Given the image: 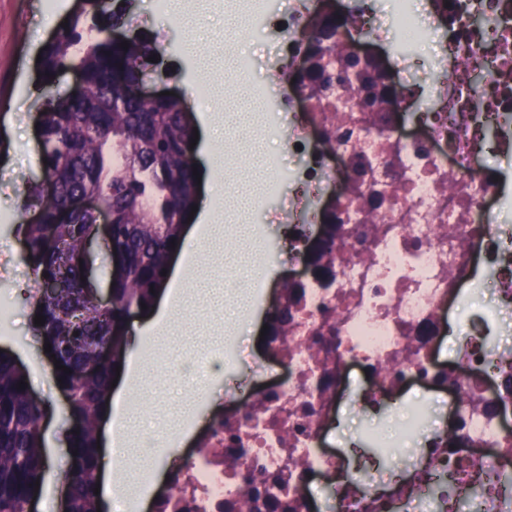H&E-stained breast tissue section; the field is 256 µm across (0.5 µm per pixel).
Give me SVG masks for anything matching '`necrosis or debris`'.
I'll list each match as a JSON object with an SVG mask.
<instances>
[{"label":"necrosis or debris","mask_w":512,"mask_h":512,"mask_svg":"<svg viewBox=\"0 0 512 512\" xmlns=\"http://www.w3.org/2000/svg\"><path fill=\"white\" fill-rule=\"evenodd\" d=\"M252 30L282 24L303 62L307 20L332 0H233ZM357 47L392 36L382 62L395 94L374 112L362 85L284 97L262 127L295 114L262 196L299 184L304 206L336 203L329 274L303 278L287 334L267 336L264 381L212 418L154 512H512V0H343ZM331 148H322L323 139ZM360 448L332 447L347 409ZM403 412L400 432L381 425ZM415 446L398 467L397 449Z\"/></svg>","instance_id":"obj_1"}]
</instances>
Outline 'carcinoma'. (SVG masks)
Masks as SVG:
<instances>
[{
  "mask_svg": "<svg viewBox=\"0 0 512 512\" xmlns=\"http://www.w3.org/2000/svg\"><path fill=\"white\" fill-rule=\"evenodd\" d=\"M109 8L107 0H88L101 19L103 36L80 45L85 17L76 18L42 52L41 152L39 165L56 188L44 199L42 185L26 181L22 209H38L41 223H23L24 243L34 287L27 290L33 314L45 323L34 335L61 349L69 368L53 369L56 387L69 393L65 416L72 423L71 446L62 477L70 490L71 512H97L99 423L108 411L112 377L124 366L126 336H117L130 309L151 308L152 291L165 286L169 257L181 250L183 228L198 202L194 130L179 96L129 99L127 85L146 76L164 79L165 49L139 36H114L126 25L130 7ZM307 51L323 46L329 61L306 71L312 90L329 87L332 62L351 69L347 49L335 42L336 15L317 18ZM128 48L120 47L122 42ZM157 56L155 63L149 57ZM75 69L85 92L53 91L56 78ZM94 194L112 208V239L103 271L112 289V306L99 307L84 292L79 266L93 216L70 212L77 195ZM52 284L54 288L46 289ZM112 345V358L97 351ZM26 367L0 351V512H22L36 497L47 469L41 422L47 408L34 399Z\"/></svg>",
  "mask_w": 512,
  "mask_h": 512,
  "instance_id": "obj_1",
  "label": "carcinoma"
}]
</instances>
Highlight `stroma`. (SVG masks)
Listing matches in <instances>:
<instances>
[{"label": "stroma", "mask_w": 512, "mask_h": 512, "mask_svg": "<svg viewBox=\"0 0 512 512\" xmlns=\"http://www.w3.org/2000/svg\"><path fill=\"white\" fill-rule=\"evenodd\" d=\"M83 0H0V133L10 144L0 159V297L13 306L10 332L0 334V348L16 354L29 371L32 393L46 402L59 403L62 393L53 381L44 380L47 355L33 336V315L21 294L32 282V271L23 258L24 249L15 233L22 204L21 190L28 174L38 166L37 86L42 81L37 57L65 21L78 13ZM242 17L224 10L218 0H195L185 9L184 0H174L168 13H158L154 0H136L129 32L168 43L172 73L166 81L171 89L192 98L199 79H207L216 97L227 98L228 109L193 106L195 119L217 117L227 130L237 152L228 162L226 180L203 195L215 198L213 215L224 232L211 239L212 257L197 256L193 272L199 285L184 281L186 298L179 316L166 334L148 343L147 363L133 392L141 404L135 425L152 433L162 447L170 446L169 432L187 413L207 419L226 404L239 384H251L257 363L263 360L264 343L259 338L265 322V307H254L249 316L240 309L248 282L259 258H267L271 284L283 286L289 275L287 257L277 252L279 229L284 216L294 223L309 221L306 212H289L287 199L270 200L262 214L251 210V199L267 178L263 166L267 154L282 151L280 140L257 135L253 122L263 103L252 93L254 84L265 82L278 61L270 34L241 43ZM250 54L254 61L249 83L236 86L227 96L225 77L232 74L233 60ZM236 336L242 350L238 364L208 385L206 397H198L197 383L172 373V363L190 360L196 353L220 350L225 335ZM70 424L66 418L48 420L44 441L48 467L44 478L40 512H56L62 490L60 472L67 462L64 446Z\"/></svg>", "instance_id": "obj_1"}]
</instances>
